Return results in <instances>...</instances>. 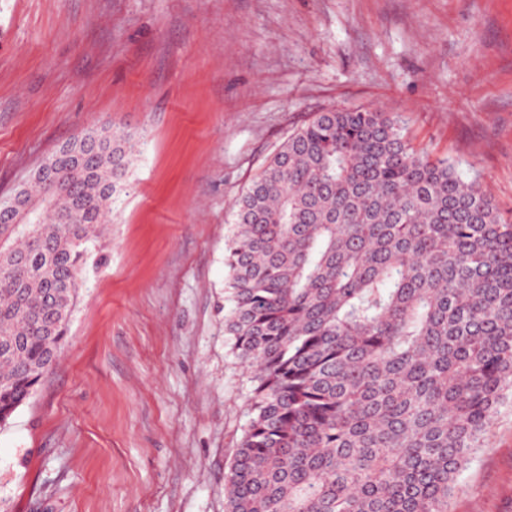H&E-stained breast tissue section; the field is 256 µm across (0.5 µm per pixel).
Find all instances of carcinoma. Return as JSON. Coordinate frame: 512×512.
<instances>
[{
    "mask_svg": "<svg viewBox=\"0 0 512 512\" xmlns=\"http://www.w3.org/2000/svg\"><path fill=\"white\" fill-rule=\"evenodd\" d=\"M80 140L97 152L48 158L60 187H29L49 197L36 223L0 224L5 419L64 343L140 152L125 131ZM224 264V335L250 382L224 512H448L512 395V220L479 181L392 112H319L237 200Z\"/></svg>",
    "mask_w": 512,
    "mask_h": 512,
    "instance_id": "1",
    "label": "carcinoma"
}]
</instances>
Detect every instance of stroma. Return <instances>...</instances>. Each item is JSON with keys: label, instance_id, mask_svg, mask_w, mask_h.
<instances>
[{"label": "stroma", "instance_id": "stroma-1", "mask_svg": "<svg viewBox=\"0 0 512 512\" xmlns=\"http://www.w3.org/2000/svg\"><path fill=\"white\" fill-rule=\"evenodd\" d=\"M343 106L399 113L512 212V0H0V199L84 128L144 135L57 362L0 426V512H224L233 208ZM448 508L512 512V403Z\"/></svg>", "mask_w": 512, "mask_h": 512}]
</instances>
